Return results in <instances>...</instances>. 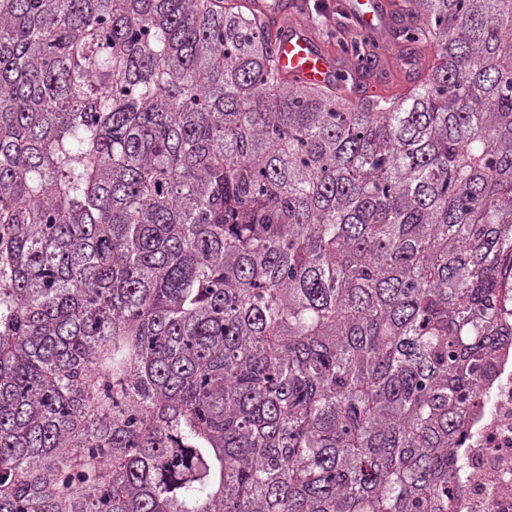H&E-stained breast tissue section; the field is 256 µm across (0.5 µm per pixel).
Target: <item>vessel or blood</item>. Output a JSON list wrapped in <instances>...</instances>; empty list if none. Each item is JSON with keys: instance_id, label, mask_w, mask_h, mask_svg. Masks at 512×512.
<instances>
[{"instance_id": "vessel-or-blood-1", "label": "vessel or blood", "mask_w": 512, "mask_h": 512, "mask_svg": "<svg viewBox=\"0 0 512 512\" xmlns=\"http://www.w3.org/2000/svg\"><path fill=\"white\" fill-rule=\"evenodd\" d=\"M256 6L262 13L277 18L276 61L282 75L316 85L336 80L342 61L309 32L304 22L288 20L280 0H257ZM343 8L363 34L384 36L399 22L391 0H345Z\"/></svg>"}]
</instances>
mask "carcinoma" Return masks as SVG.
Here are the masks:
<instances>
[{
	"mask_svg": "<svg viewBox=\"0 0 512 512\" xmlns=\"http://www.w3.org/2000/svg\"><path fill=\"white\" fill-rule=\"evenodd\" d=\"M254 2L0 0V512H460L512 0H395L423 63L354 99Z\"/></svg>",
	"mask_w": 512,
	"mask_h": 512,
	"instance_id": "obj_1",
	"label": "carcinoma"
}]
</instances>
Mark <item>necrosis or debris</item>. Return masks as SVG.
<instances>
[{"instance_id": "1", "label": "necrosis or debris", "mask_w": 512, "mask_h": 512, "mask_svg": "<svg viewBox=\"0 0 512 512\" xmlns=\"http://www.w3.org/2000/svg\"><path fill=\"white\" fill-rule=\"evenodd\" d=\"M467 430L462 512H512V358L498 361Z\"/></svg>"}]
</instances>
